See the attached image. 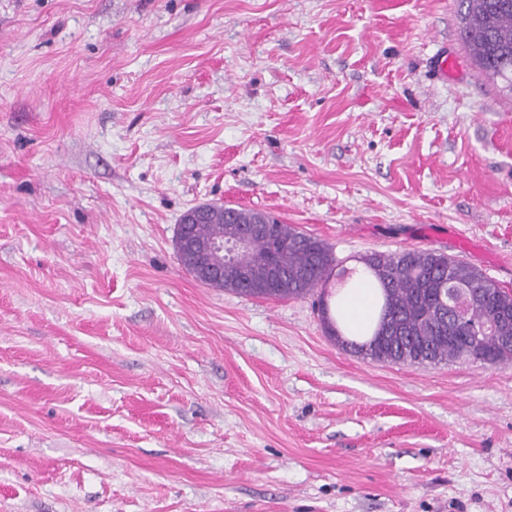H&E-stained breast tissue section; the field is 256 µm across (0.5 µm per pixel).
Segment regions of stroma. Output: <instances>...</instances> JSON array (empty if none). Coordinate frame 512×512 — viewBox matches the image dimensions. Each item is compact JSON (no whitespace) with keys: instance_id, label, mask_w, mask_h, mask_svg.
I'll return each mask as SVG.
<instances>
[{"instance_id":"35a3bbf8","label":"stroma","mask_w":512,"mask_h":512,"mask_svg":"<svg viewBox=\"0 0 512 512\" xmlns=\"http://www.w3.org/2000/svg\"><path fill=\"white\" fill-rule=\"evenodd\" d=\"M462 26L460 0H0V512H512V362L374 361L173 245L218 203L512 290V94Z\"/></svg>"}]
</instances>
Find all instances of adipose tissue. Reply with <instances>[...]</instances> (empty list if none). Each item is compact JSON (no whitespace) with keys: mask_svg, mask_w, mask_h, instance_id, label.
Returning a JSON list of instances; mask_svg holds the SVG:
<instances>
[{"mask_svg":"<svg viewBox=\"0 0 512 512\" xmlns=\"http://www.w3.org/2000/svg\"><path fill=\"white\" fill-rule=\"evenodd\" d=\"M331 314L345 337L362 341L371 335L379 307L374 303L373 291L365 286L362 275H355L351 286L334 298Z\"/></svg>","mask_w":512,"mask_h":512,"instance_id":"adipose-tissue-1","label":"adipose tissue"}]
</instances>
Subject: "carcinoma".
Returning a JSON list of instances; mask_svg holds the SVG:
<instances>
[{
	"label": "carcinoma",
	"mask_w": 512,
	"mask_h": 512,
	"mask_svg": "<svg viewBox=\"0 0 512 512\" xmlns=\"http://www.w3.org/2000/svg\"><path fill=\"white\" fill-rule=\"evenodd\" d=\"M461 35L485 75L501 80L512 92V0H461ZM265 262L288 271V283L264 288L235 289V293L267 299H295L320 289L319 310L331 320L328 285L333 277L349 283L348 270L338 267L320 240L279 221L268 235L254 243ZM360 263L382 288V314L371 339L341 344L375 361L401 364L435 363L466 358L492 366L512 362V342L504 345L473 331L475 324L495 312H512V291L490 281L477 267L434 250L408 249L398 253L373 252ZM465 286L480 298L448 313L440 324L432 312L434 289Z\"/></svg>",
	"instance_id": "1"
}]
</instances>
